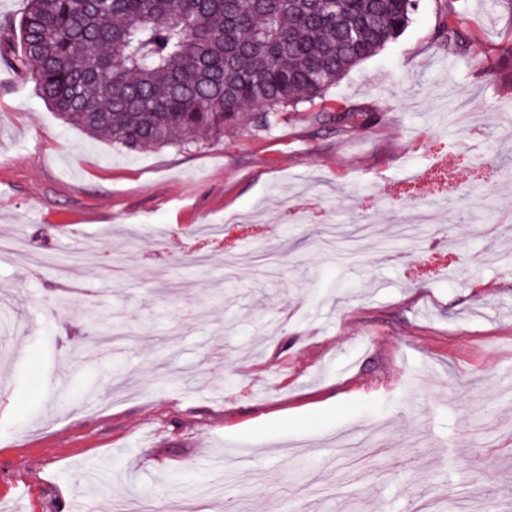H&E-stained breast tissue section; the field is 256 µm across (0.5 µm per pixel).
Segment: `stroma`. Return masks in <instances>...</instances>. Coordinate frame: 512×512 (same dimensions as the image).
Masks as SVG:
<instances>
[{
  "label": "stroma",
  "instance_id": "obj_1",
  "mask_svg": "<svg viewBox=\"0 0 512 512\" xmlns=\"http://www.w3.org/2000/svg\"><path fill=\"white\" fill-rule=\"evenodd\" d=\"M454 2L462 56L419 0L322 98L184 147L93 139L0 65V243L34 255L0 257V512H170L205 483L203 512H500L512 0ZM352 106L377 123L315 122ZM318 180L330 223L286 215ZM178 204L256 221L229 249Z\"/></svg>",
  "mask_w": 512,
  "mask_h": 512
}]
</instances>
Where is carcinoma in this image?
<instances>
[{
    "instance_id": "cac0c4a2",
    "label": "carcinoma",
    "mask_w": 512,
    "mask_h": 512,
    "mask_svg": "<svg viewBox=\"0 0 512 512\" xmlns=\"http://www.w3.org/2000/svg\"><path fill=\"white\" fill-rule=\"evenodd\" d=\"M440 35L462 52L473 33L438 0ZM417 0H27L0 27V64L35 82L71 125L130 151L185 146L203 134L321 97L397 39ZM376 121L353 107L319 123Z\"/></svg>"
}]
</instances>
